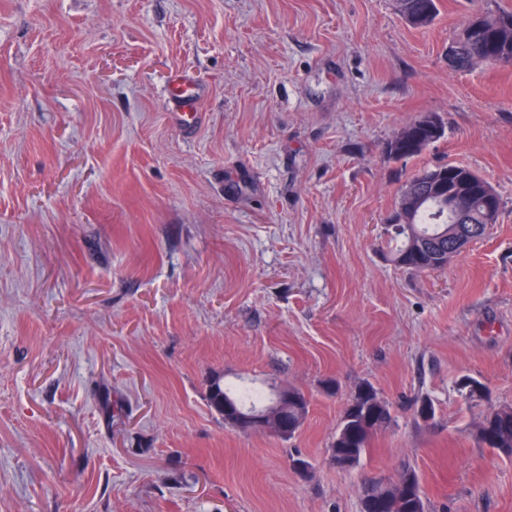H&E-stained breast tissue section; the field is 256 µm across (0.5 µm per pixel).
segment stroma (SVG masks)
<instances>
[{
	"mask_svg": "<svg viewBox=\"0 0 512 512\" xmlns=\"http://www.w3.org/2000/svg\"><path fill=\"white\" fill-rule=\"evenodd\" d=\"M439 10L419 30L396 0H0V512H361L405 468L428 512H512V458L457 386L512 403V69L451 71L469 10ZM424 113L444 136L391 156ZM446 163L498 219L442 269L397 267L399 188ZM215 376L298 387L309 415L241 434ZM364 383L394 421L340 469ZM169 89L173 95L184 100V106L188 109L193 107L194 101L200 92L194 79L180 72L171 75Z\"/></svg>",
	"mask_w": 512,
	"mask_h": 512,
	"instance_id": "35a3bbf8",
	"label": "stroma"
}]
</instances>
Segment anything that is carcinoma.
<instances>
[{
  "mask_svg": "<svg viewBox=\"0 0 512 512\" xmlns=\"http://www.w3.org/2000/svg\"><path fill=\"white\" fill-rule=\"evenodd\" d=\"M402 17L412 26L428 28L438 16L437 0H398ZM454 51L449 68L464 72L480 63L501 68L512 67V11H493L477 8L466 25L449 42ZM444 135L439 117L421 115L401 131L389 143L390 155L398 159L415 157ZM431 175L439 192L431 194L433 187L422 203L412 212H393L388 223L395 230L400 242L390 253L396 265L414 271L435 270L448 265L452 216L448 213V194L463 198L465 223L478 229L475 238H482L488 228L486 224L488 203L482 192L485 179L473 170L459 165H440L423 168L413 173L402 185L404 193L416 187L422 177ZM464 398L479 402L485 396V385L479 380L464 376L459 383ZM278 386L269 390L232 386L224 383L220 376L212 378L207 389V401L212 410L224 419V424L236 428L237 418L224 412V404L250 414L263 410L275 402ZM296 399L288 401V425L292 438L302 428L309 414L310 400L305 392L291 388ZM394 416L391 405L369 384H363L351 397L341 421L336 428L329 451L345 450L353 455L352 467H357L377 432L388 428ZM475 439L479 446L491 448L506 457H512V404H502L487 411L477 425ZM411 480L413 498L397 495L391 489L377 486L375 498L389 503L386 512H427L416 472L410 468L402 470Z\"/></svg>",
  "mask_w": 512,
  "mask_h": 512,
  "instance_id": "1",
  "label": "carcinoma"
}]
</instances>
